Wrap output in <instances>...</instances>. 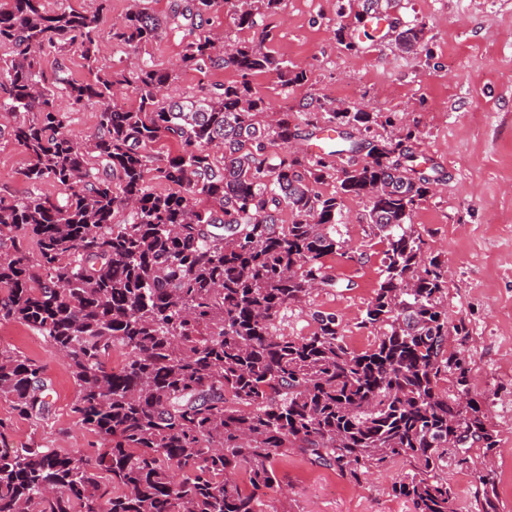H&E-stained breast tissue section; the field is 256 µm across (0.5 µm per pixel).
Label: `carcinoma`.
I'll return each mask as SVG.
<instances>
[{"label": "carcinoma", "mask_w": 512, "mask_h": 512, "mask_svg": "<svg viewBox=\"0 0 512 512\" xmlns=\"http://www.w3.org/2000/svg\"><path fill=\"white\" fill-rule=\"evenodd\" d=\"M0 0V112L29 156L32 192L0 196V321H18L64 352L76 386L72 411L111 443L84 454L24 446L0 449V512H266L276 457L298 449L354 480L396 458L411 466L395 492L414 512H455L438 471L496 447L470 395L463 359L447 352L441 263L424 254L411 220L435 177L417 163L410 128L380 112L320 103L285 109L273 123L252 89L256 72L285 86L307 82L263 43L217 44L204 30L226 9L240 30L282 0H172L160 19L136 2L111 38L137 53L168 30L185 33L182 66L233 68L240 80L212 83L182 101L162 94L175 78L143 58L96 70L100 13L69 0ZM391 0H357L354 19ZM423 29L393 28L396 47L416 50ZM75 48L92 78L78 82L60 60L48 79L38 55ZM138 105L114 104L122 85ZM67 100L62 109L57 100ZM94 100L97 131L85 145L65 128ZM33 118H27L28 114ZM316 132L336 143L316 157L291 144ZM178 153L154 165L148 147ZM175 186L152 190L148 174ZM336 180V191L320 186ZM45 181L60 188L37 192ZM368 200L366 224L386 243L383 278L361 324L380 331L367 350L344 342L334 312L314 313L307 336L276 331L281 309L335 288L325 259L344 248L345 200ZM291 223H280L283 210ZM126 354L111 366L112 352ZM454 378L458 397L439 382ZM46 369L0 348V395L34 422L50 413ZM248 475L250 488L237 482ZM478 512H498L490 481Z\"/></svg>", "instance_id": "cac0c4a2"}]
</instances>
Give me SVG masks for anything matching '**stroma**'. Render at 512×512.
I'll return each instance as SVG.
<instances>
[{
    "mask_svg": "<svg viewBox=\"0 0 512 512\" xmlns=\"http://www.w3.org/2000/svg\"><path fill=\"white\" fill-rule=\"evenodd\" d=\"M70 4L103 13L101 71L133 61L132 51L110 37L130 0H109L104 7L98 0ZM340 6L341 0H283L252 30L237 31L221 13L212 15L208 30L227 46L260 41L271 31L269 49L308 76L292 88L273 72L253 76L254 91L274 105L330 101L392 116L394 124L381 128L382 136L403 126L416 131L419 160L438 185L412 224L426 256L442 264L449 324L466 327L465 334L449 336L448 348L463 357L471 395L497 435L491 459L475 450L469 463L449 461L442 475L454 491L457 512H478L483 477L496 487L500 512H512V0H394L381 21L353 24L345 35L339 32L345 25ZM414 25L425 28L422 48L398 51L387 29ZM236 79L230 68L180 72L166 95L181 100L201 86ZM27 164L24 150L0 137V195H27ZM366 210L365 200L345 202L340 230L346 253L326 260L339 287L315 290L306 304L282 309L275 321L280 332L308 335L313 312L331 311L351 350L361 352L375 342L376 330L362 327L361 320L382 278L384 245L370 236ZM0 347L45 366L53 381L52 412L39 424L19 416L0 396V422L6 425L0 448H78L92 458L104 451L102 439L71 410L76 386L53 346L25 325L5 322ZM274 468L279 485L266 493L268 512H414L411 501L394 492L409 469L402 458L356 482L298 452L278 456Z\"/></svg>",
    "mask_w": 512,
    "mask_h": 512,
    "instance_id": "35a3bbf8",
    "label": "stroma"
}]
</instances>
